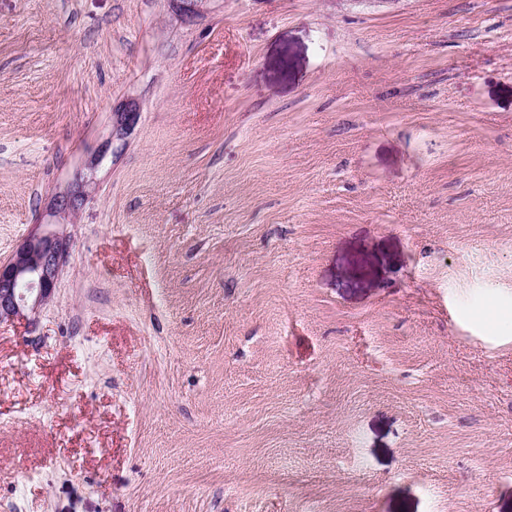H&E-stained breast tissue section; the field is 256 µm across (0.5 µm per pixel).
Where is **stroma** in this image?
Listing matches in <instances>:
<instances>
[{
    "mask_svg": "<svg viewBox=\"0 0 512 512\" xmlns=\"http://www.w3.org/2000/svg\"><path fill=\"white\" fill-rule=\"evenodd\" d=\"M0 512H512V0H0ZM114 133L111 131L106 143L105 149L99 150L85 160L82 168L91 176L83 177L72 182L66 190L56 192L49 207V216L53 217L55 223L64 224L65 221L71 222L80 208L89 198L88 187L93 183V174L103 164L108 154V147L114 146ZM0 263V322L35 315L53 298L70 239L37 226Z\"/></svg>",
    "mask_w": 512,
    "mask_h": 512,
    "instance_id": "obj_1",
    "label": "stroma"
}]
</instances>
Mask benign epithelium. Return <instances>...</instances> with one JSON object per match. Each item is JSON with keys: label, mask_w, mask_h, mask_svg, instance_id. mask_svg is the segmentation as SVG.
Instances as JSON below:
<instances>
[{"label": "benign epithelium", "mask_w": 512, "mask_h": 512, "mask_svg": "<svg viewBox=\"0 0 512 512\" xmlns=\"http://www.w3.org/2000/svg\"><path fill=\"white\" fill-rule=\"evenodd\" d=\"M114 135L104 149L85 160L82 168L90 176L56 192L49 207L55 223L72 220L89 198L91 174L103 164ZM70 245L69 237L53 232L31 230L6 262L0 263V322L36 314L53 298Z\"/></svg>", "instance_id": "1"}]
</instances>
